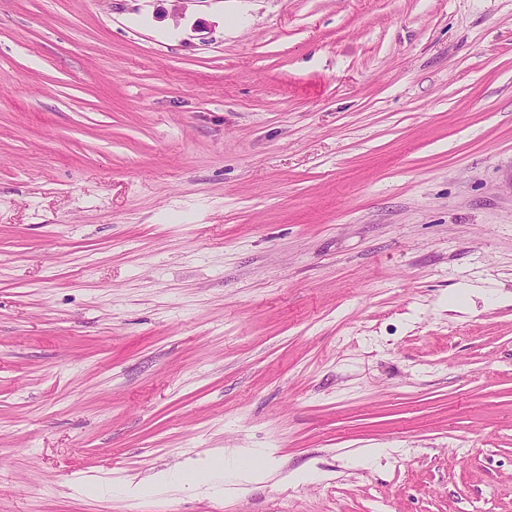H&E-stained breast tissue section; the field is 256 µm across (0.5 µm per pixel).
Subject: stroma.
<instances>
[{"instance_id":"35a3bbf8","label":"stroma","mask_w":512,"mask_h":512,"mask_svg":"<svg viewBox=\"0 0 512 512\" xmlns=\"http://www.w3.org/2000/svg\"><path fill=\"white\" fill-rule=\"evenodd\" d=\"M0 512H512V0H0Z\"/></svg>"}]
</instances>
